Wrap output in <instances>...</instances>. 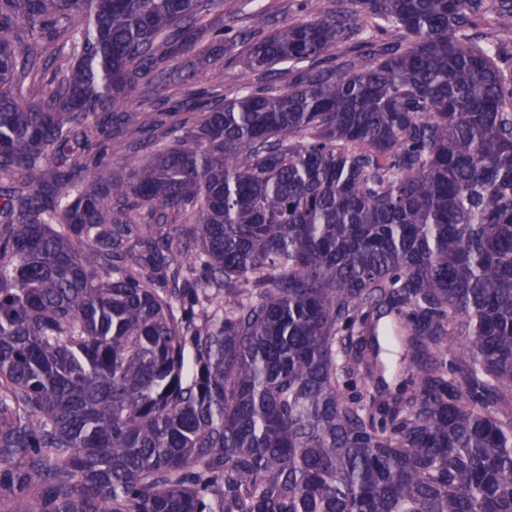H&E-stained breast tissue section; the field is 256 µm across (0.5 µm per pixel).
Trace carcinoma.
<instances>
[{
	"instance_id": "obj_1",
	"label": "carcinoma",
	"mask_w": 512,
	"mask_h": 512,
	"mask_svg": "<svg viewBox=\"0 0 512 512\" xmlns=\"http://www.w3.org/2000/svg\"><path fill=\"white\" fill-rule=\"evenodd\" d=\"M339 2L142 140L224 0H0V512H512V0ZM198 85L190 79L179 78L166 86H161L155 93H141L128 106L127 112H135L138 125L155 117H166V112H175L173 107L179 106L180 112L176 118H185L192 115L187 112V105H191ZM144 150H133L127 141L119 137H112V146L108 148L100 168V174H128L136 162L144 156Z\"/></svg>"
}]
</instances>
